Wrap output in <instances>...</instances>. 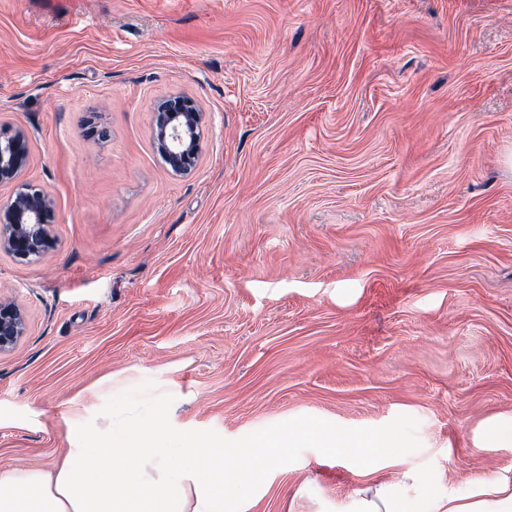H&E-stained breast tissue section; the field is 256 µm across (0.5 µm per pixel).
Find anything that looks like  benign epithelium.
<instances>
[{"label": "benign epithelium", "mask_w": 512, "mask_h": 512, "mask_svg": "<svg viewBox=\"0 0 512 512\" xmlns=\"http://www.w3.org/2000/svg\"><path fill=\"white\" fill-rule=\"evenodd\" d=\"M154 112V148L172 172L190 173L200 151L203 113L191 98L182 95L156 103ZM29 151L24 130H0V184H15L13 194L0 199V251L22 262L43 258L53 246V199L43 187L20 181ZM26 333L22 309L1 297L0 355L12 351Z\"/></svg>", "instance_id": "obj_1"}]
</instances>
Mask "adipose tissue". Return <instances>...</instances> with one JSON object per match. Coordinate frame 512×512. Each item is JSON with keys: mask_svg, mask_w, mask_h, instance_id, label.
Wrapping results in <instances>:
<instances>
[{"mask_svg": "<svg viewBox=\"0 0 512 512\" xmlns=\"http://www.w3.org/2000/svg\"><path fill=\"white\" fill-rule=\"evenodd\" d=\"M167 415L161 403L152 422L116 429L99 414L77 424L75 447L53 467H1L0 512H224L225 492L252 478L256 455H240L239 469L225 474L224 450L206 436H187L176 451L165 444L158 424ZM419 480L405 468L395 481L366 482L347 512H512L511 472L410 498Z\"/></svg>", "mask_w": 512, "mask_h": 512, "instance_id": "obj_1", "label": "adipose tissue"}]
</instances>
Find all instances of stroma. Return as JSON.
Wrapping results in <instances>:
<instances>
[{
  "label": "stroma",
  "instance_id": "35a3bbf8",
  "mask_svg": "<svg viewBox=\"0 0 512 512\" xmlns=\"http://www.w3.org/2000/svg\"><path fill=\"white\" fill-rule=\"evenodd\" d=\"M173 95L187 176L153 146ZM1 127L55 224L0 251V467L150 381L230 440L412 416L415 497L512 469V0H0ZM357 471L305 450L241 512H345ZM153 145L175 174L195 167L203 134V112L186 96H171L155 104ZM27 333V320L13 301L0 298V355L12 351Z\"/></svg>",
  "mask_w": 512,
  "mask_h": 512
}]
</instances>
